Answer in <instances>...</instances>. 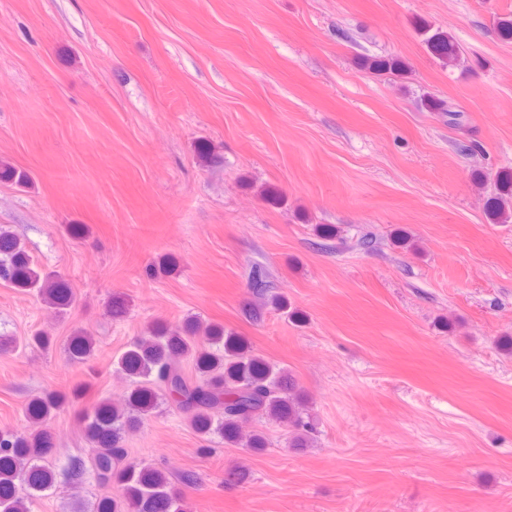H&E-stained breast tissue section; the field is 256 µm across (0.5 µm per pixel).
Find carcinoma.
<instances>
[{
	"mask_svg": "<svg viewBox=\"0 0 512 512\" xmlns=\"http://www.w3.org/2000/svg\"><path fill=\"white\" fill-rule=\"evenodd\" d=\"M425 41L448 61L457 60L458 51L450 37L435 32ZM0 180L29 183L25 172L2 163ZM0 279L34 291L57 310L66 309L72 300L66 283L33 264L20 239L2 229ZM50 343L51 338L43 333L22 342L0 336L1 349L46 348ZM68 350L71 360L85 362L93 356L94 344L90 337L76 335L70 338ZM188 356L194 361L190 376L182 366ZM118 367L133 379V388L124 402L102 399L86 413L83 425L89 457L73 460L62 472V478L71 485L81 483L90 471L99 485L117 487L118 495L100 498L93 512H182L169 473L128 461L125 448L129 435L161 399L185 415L200 437L216 434L227 444L242 443L254 451L265 448L266 438L254 433L242 439L240 424L245 420L265 418L288 425L298 448L311 430L294 381L285 379L281 370L254 354L242 338L224 334L220 325H205L195 318L175 326L159 324L121 355ZM86 391L87 386L81 384L69 395L47 391L35 396L25 407L33 428L22 433L0 432V512H29L36 494L56 486L55 470L41 463L52 447L51 434L43 424Z\"/></svg>",
	"mask_w": 512,
	"mask_h": 512,
	"instance_id": "obj_1",
	"label": "carcinoma"
}]
</instances>
